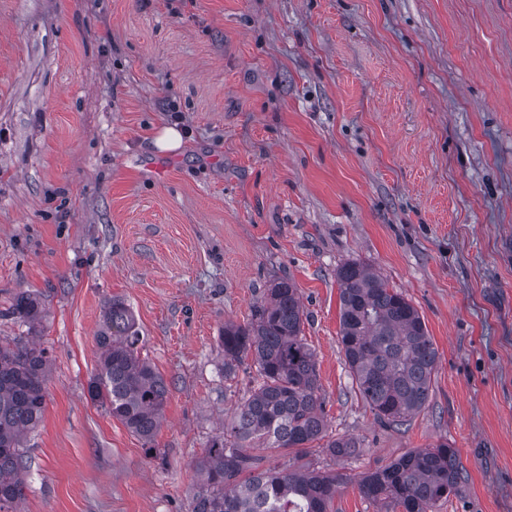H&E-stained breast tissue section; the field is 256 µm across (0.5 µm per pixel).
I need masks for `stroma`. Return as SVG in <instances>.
Instances as JSON below:
<instances>
[{
  "mask_svg": "<svg viewBox=\"0 0 512 512\" xmlns=\"http://www.w3.org/2000/svg\"><path fill=\"white\" fill-rule=\"evenodd\" d=\"M183 142L163 152L162 126ZM402 292L438 352L425 410L378 423L339 344L336 270ZM294 282L330 435L331 512L448 440L436 512H512V0H0V339L51 356L25 512H192L196 463L254 387L225 323ZM38 295L39 324L9 309ZM169 385L144 443L87 393L105 302Z\"/></svg>",
  "mask_w": 512,
  "mask_h": 512,
  "instance_id": "1",
  "label": "stroma"
}]
</instances>
